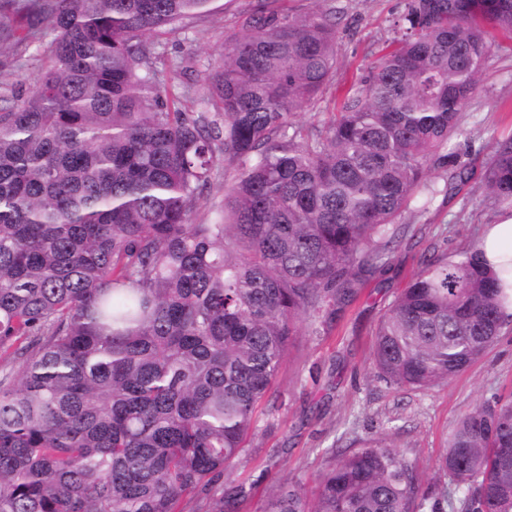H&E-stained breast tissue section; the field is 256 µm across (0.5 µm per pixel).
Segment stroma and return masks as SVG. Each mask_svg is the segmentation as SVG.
<instances>
[{
  "mask_svg": "<svg viewBox=\"0 0 512 512\" xmlns=\"http://www.w3.org/2000/svg\"><path fill=\"white\" fill-rule=\"evenodd\" d=\"M256 0H215L210 12L187 22L176 37L162 41L156 68L161 80H176L189 111L200 110L204 76L240 15ZM407 0H283L298 13H319L337 31V71L331 87L296 120L304 126L327 123L339 111L347 89L397 37L395 23ZM43 51L0 52V106L16 105L41 74ZM460 120L466 138L454 149L469 179L449 183L444 169L432 179L449 183L427 209L405 214L406 232L394 245V260L375 276L328 334L295 337L266 397L257 427L232 470L251 485L240 512H267L274 482L301 486L313 495L325 467L326 449L361 447L382 439L417 469L426 488L445 484L438 470L457 419L491 394H512V323L497 342L447 386L398 389L374 375L371 354L377 325L412 275L430 255L457 258L472 248L483 225L495 223L498 205L481 190L489 145L512 137V38L498 33L475 94Z\"/></svg>",
  "mask_w": 512,
  "mask_h": 512,
  "instance_id": "obj_1",
  "label": "stroma"
}]
</instances>
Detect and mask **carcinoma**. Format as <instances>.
<instances>
[{"label":"carcinoma","mask_w":512,"mask_h":512,"mask_svg":"<svg viewBox=\"0 0 512 512\" xmlns=\"http://www.w3.org/2000/svg\"><path fill=\"white\" fill-rule=\"evenodd\" d=\"M214 0H0V46L47 48L0 108V512H238L230 477L299 325L319 331L393 261L389 239L462 180L448 142L512 0H407L395 46L323 126L294 118L336 75V30L262 0L204 77L205 110L156 78L154 49ZM236 176L192 214L217 160ZM512 208V138L484 173ZM498 275L434 256L379 322L376 373L447 384L512 323ZM439 470L457 512H512V398L452 429ZM270 512H442L392 446L331 449L313 500ZM224 201L223 188H214L210 192H204L201 196L193 215L195 224H207L212 218L213 210Z\"/></svg>","instance_id":"1"}]
</instances>
